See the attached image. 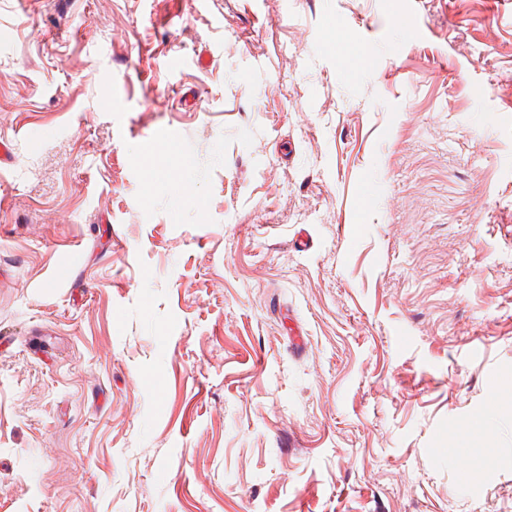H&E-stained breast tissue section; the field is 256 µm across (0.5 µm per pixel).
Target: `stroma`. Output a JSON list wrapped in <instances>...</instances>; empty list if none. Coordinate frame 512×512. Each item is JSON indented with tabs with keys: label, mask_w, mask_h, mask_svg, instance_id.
Masks as SVG:
<instances>
[{
	"label": "stroma",
	"mask_w": 512,
	"mask_h": 512,
	"mask_svg": "<svg viewBox=\"0 0 512 512\" xmlns=\"http://www.w3.org/2000/svg\"><path fill=\"white\" fill-rule=\"evenodd\" d=\"M0 141V512H512V0H0Z\"/></svg>",
	"instance_id": "1"
}]
</instances>
